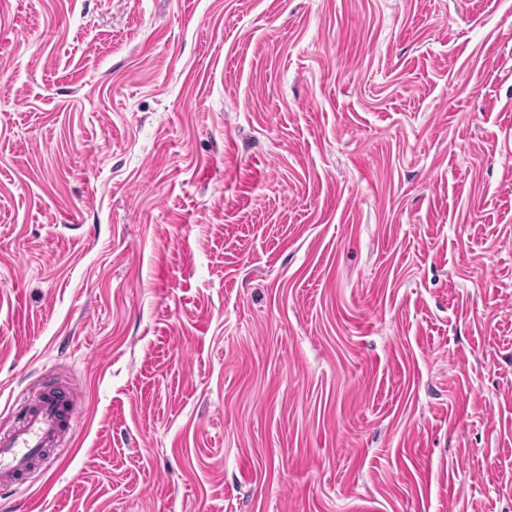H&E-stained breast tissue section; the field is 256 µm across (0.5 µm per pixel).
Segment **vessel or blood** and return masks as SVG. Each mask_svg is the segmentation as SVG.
<instances>
[{
  "mask_svg": "<svg viewBox=\"0 0 512 512\" xmlns=\"http://www.w3.org/2000/svg\"><path fill=\"white\" fill-rule=\"evenodd\" d=\"M75 402V394L68 390L58 398L33 393L22 419L0 430L1 483L15 481L46 449L60 447L71 428L64 409Z\"/></svg>",
  "mask_w": 512,
  "mask_h": 512,
  "instance_id": "1",
  "label": "vessel or blood"
}]
</instances>
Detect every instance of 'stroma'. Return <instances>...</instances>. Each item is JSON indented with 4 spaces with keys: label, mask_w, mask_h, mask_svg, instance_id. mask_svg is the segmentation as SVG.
Returning a JSON list of instances; mask_svg holds the SVG:
<instances>
[{
    "label": "stroma",
    "mask_w": 512,
    "mask_h": 512,
    "mask_svg": "<svg viewBox=\"0 0 512 512\" xmlns=\"http://www.w3.org/2000/svg\"><path fill=\"white\" fill-rule=\"evenodd\" d=\"M0 512H512V0H0ZM60 398L34 392L27 400L23 418L0 430V482H15L47 448H59L72 428L64 418L65 404L76 405V396L67 390Z\"/></svg>",
    "instance_id": "35a3bbf8"
}]
</instances>
